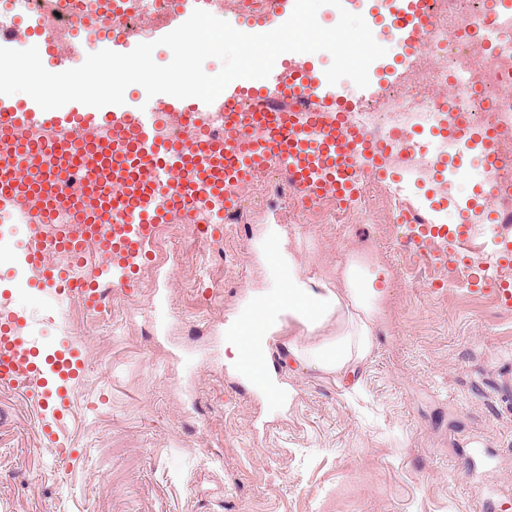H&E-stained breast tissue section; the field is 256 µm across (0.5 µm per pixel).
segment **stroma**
<instances>
[{
    "label": "stroma",
    "instance_id": "stroma-1",
    "mask_svg": "<svg viewBox=\"0 0 512 512\" xmlns=\"http://www.w3.org/2000/svg\"><path fill=\"white\" fill-rule=\"evenodd\" d=\"M369 85L326 92L371 99L395 78L393 34ZM477 151L451 194L399 173V200L370 217L324 218L289 195L258 203L253 224L197 238L180 224L164 259L148 256L127 296L130 317L87 310L38 286L22 259L26 225L0 238V301L24 317L48 355L69 340L84 369L68 387L58 444L43 434L36 381L0 388V512H512V315L474 292L473 252L496 253L497 227L449 242L446 260L406 242L410 213L456 229L487 204ZM293 252L307 276L337 283L355 263L384 288L370 356L340 377L289 360V343L335 339L285 326L272 397L232 360L224 339L250 303L274 294ZM71 449L62 459L58 448Z\"/></svg>",
    "mask_w": 512,
    "mask_h": 512
}]
</instances>
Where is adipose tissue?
<instances>
[{"mask_svg":"<svg viewBox=\"0 0 512 512\" xmlns=\"http://www.w3.org/2000/svg\"><path fill=\"white\" fill-rule=\"evenodd\" d=\"M344 277L348 296L343 299L325 284L304 276L296 260H289L288 276L273 303L275 314L287 315L289 321L303 323L311 330L328 319L336 320L341 327L336 340L306 351L292 345L288 352L298 363L339 375L371 354L376 314L383 297L374 278L360 276L354 267H347Z\"/></svg>","mask_w":512,"mask_h":512,"instance_id":"1","label":"adipose tissue"}]
</instances>
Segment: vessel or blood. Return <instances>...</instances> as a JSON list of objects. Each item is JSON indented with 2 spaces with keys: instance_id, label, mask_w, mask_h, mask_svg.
<instances>
[{
  "instance_id": "b4317fda",
  "label": "vessel or blood",
  "mask_w": 512,
  "mask_h": 512,
  "mask_svg": "<svg viewBox=\"0 0 512 512\" xmlns=\"http://www.w3.org/2000/svg\"><path fill=\"white\" fill-rule=\"evenodd\" d=\"M395 20L402 33L401 54L409 56L432 22L426 0L406 5ZM288 71V78L266 91L276 106L256 112L237 109L251 93L245 86L210 105L179 99L165 112H116L108 105L98 109L81 103L66 112L45 111L34 103L0 110V212L26 219V264L41 268L42 282L58 295L93 309L99 305L95 291L73 268L48 265V253L78 261L94 248L100 274H116L119 286L129 288L160 225L188 217L191 195L201 194L207 205L234 207L235 186L271 166L300 194L351 198L363 175L358 155L381 159L385 146L349 121L342 99H333L324 110H298L297 102L314 95L316 87L310 72L293 65ZM212 109L225 118L223 136H211L202 127L188 139L162 137L163 126L173 118ZM497 141L493 130L477 141L490 171L503 163ZM511 262L512 251L503 250L485 265L483 279L485 291L509 310L512 282L502 269ZM35 348L23 324L0 314L1 387L40 375ZM82 362L71 344L50 369L65 382Z\"/></svg>"
}]
</instances>
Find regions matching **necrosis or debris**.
Segmentation results:
<instances>
[{
	"label": "necrosis or debris",
	"mask_w": 512,
	"mask_h": 512,
	"mask_svg": "<svg viewBox=\"0 0 512 512\" xmlns=\"http://www.w3.org/2000/svg\"><path fill=\"white\" fill-rule=\"evenodd\" d=\"M484 7V0H435L433 25L408 67L351 113L353 123L388 137L389 160L405 164L409 174L418 177L429 169L427 155L412 139L414 129L441 132L448 156L470 151L459 135L462 118L471 130L499 133L505 164L486 173V182L512 180V13L483 29ZM15 12L36 18L40 42L63 49L71 63L82 58L77 26L105 22L120 37L145 42L157 18L178 19L175 0H12L0 8V23Z\"/></svg>",
	"instance_id": "4bbe7bcc"
}]
</instances>
